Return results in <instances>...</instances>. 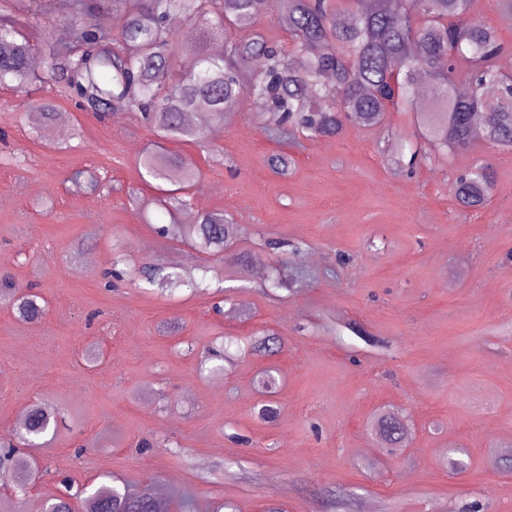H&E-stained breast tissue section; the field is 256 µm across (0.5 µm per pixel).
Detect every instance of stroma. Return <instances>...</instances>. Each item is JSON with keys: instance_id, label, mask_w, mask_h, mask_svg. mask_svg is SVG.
I'll return each instance as SVG.
<instances>
[{"instance_id": "obj_1", "label": "stroma", "mask_w": 512, "mask_h": 512, "mask_svg": "<svg viewBox=\"0 0 512 512\" xmlns=\"http://www.w3.org/2000/svg\"><path fill=\"white\" fill-rule=\"evenodd\" d=\"M37 72L57 114L39 137L31 95L0 88V272L47 302L37 323L0 306V436L37 401L63 421L27 494L0 481V512H42L61 479L105 475L162 490L165 512H336L337 498L353 512L472 501L512 512V471L495 465L512 457V153L480 142L410 173L387 162L379 132L279 141L242 106L206 145L171 146L200 172L193 215L221 211L248 229L203 254L157 232L169 217L148 204L139 159L152 133L140 113L99 118L57 96L48 59ZM280 152L291 159L282 176L269 166ZM478 160L496 189L465 210L449 177ZM76 169L94 172L100 192L74 191ZM117 252L218 272L242 255L249 270L168 297L105 287ZM279 262L301 275L297 291L268 289ZM264 331L278 354L199 373L209 347ZM266 399L278 406L270 422L256 413ZM385 410L409 430L392 450L369 427ZM451 447L464 449V469H448Z\"/></svg>"}]
</instances>
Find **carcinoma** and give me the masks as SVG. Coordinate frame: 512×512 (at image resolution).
Wrapping results in <instances>:
<instances>
[{
  "instance_id": "carcinoma-1",
  "label": "carcinoma",
  "mask_w": 512,
  "mask_h": 512,
  "mask_svg": "<svg viewBox=\"0 0 512 512\" xmlns=\"http://www.w3.org/2000/svg\"><path fill=\"white\" fill-rule=\"evenodd\" d=\"M14 12H0V87L26 90L40 81L30 68L39 54L51 62V78L83 110L106 116L114 109L144 114L155 143L142 154V177L157 183L151 204L170 216L159 229L175 233L200 252H222L244 231L222 212L204 213L193 224L176 214L188 208L199 173L167 150L172 141H202L224 125V114L246 99L269 115L277 131L309 141L341 135L347 124L380 129L386 112L398 108L415 115L417 138L434 157L470 152L477 142L512 152V78L497 65L503 46L497 30L468 19L470 0H70L71 40L61 49L40 28L52 0H15ZM277 17L290 37L284 49L262 33L246 30L261 17ZM205 21L184 40L173 19ZM195 56L186 75L175 68L181 49ZM332 102H327V99ZM55 104L40 99L31 106L35 129L49 125ZM394 163L414 167L425 157L407 137L391 144ZM67 181L93 193L99 180L76 170ZM495 187L492 168L474 164L457 174L450 190L464 209L486 205ZM161 263L138 270L141 280L160 292L206 283ZM126 258L117 257L105 274L130 277ZM269 287L293 290L287 267L274 269ZM10 302L23 321L39 322L45 300L23 289L9 274L0 275V300ZM58 411L43 403L28 407L17 438L0 442V478L25 491L41 472L27 448H38L55 433ZM388 445L402 442L408 429L402 416L385 412L373 421ZM49 499L44 512H161L150 492H134L107 482L87 491Z\"/></svg>"
}]
</instances>
